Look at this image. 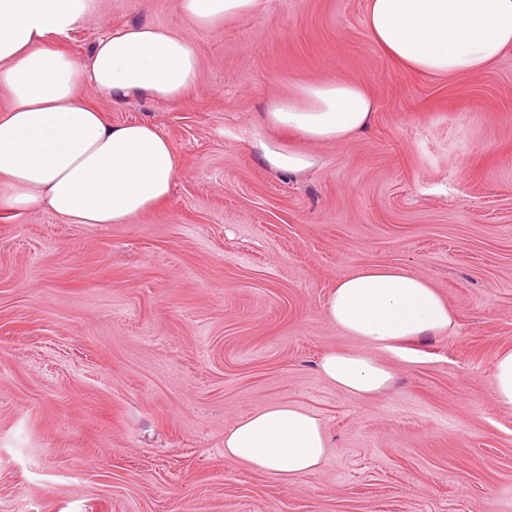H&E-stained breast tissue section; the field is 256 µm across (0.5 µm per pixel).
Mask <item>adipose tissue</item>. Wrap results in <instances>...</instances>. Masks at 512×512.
I'll use <instances>...</instances> for the list:
<instances>
[{
  "label": "adipose tissue",
  "mask_w": 512,
  "mask_h": 512,
  "mask_svg": "<svg viewBox=\"0 0 512 512\" xmlns=\"http://www.w3.org/2000/svg\"><path fill=\"white\" fill-rule=\"evenodd\" d=\"M260 0H182L199 28L253 13ZM96 8L95 0H0V210L46 208L69 224H126L166 202L181 174L171 141L146 122H110L81 96L84 87L120 105L177 101L198 82L199 57L183 36L149 22L101 37L84 56L52 45ZM370 37L400 68L454 77L492 67L512 49V0H367ZM375 109L367 82L299 85L273 98L262 135L248 144L272 171L300 175L317 163L311 143H340L366 129ZM325 313L362 349L329 350L319 371L336 389L371 396L390 389L392 372L374 350L449 331L452 311L424 277L399 265L366 263L338 277ZM322 421L289 403L265 406L224 434L226 458L293 480L328 453Z\"/></svg>",
  "instance_id": "adipose-tissue-1"
}]
</instances>
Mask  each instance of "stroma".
I'll use <instances>...</instances> for the list:
<instances>
[{
	"label": "stroma",
	"mask_w": 512,
	"mask_h": 512,
	"mask_svg": "<svg viewBox=\"0 0 512 512\" xmlns=\"http://www.w3.org/2000/svg\"><path fill=\"white\" fill-rule=\"evenodd\" d=\"M366 0H261L194 27L181 0H99L57 48L86 54L149 22L189 37L198 88L122 105L182 167L169 200L127 224L0 213V512H512V50L489 70L418 76L375 48ZM364 80L370 127L320 144L292 177L246 147L269 98ZM426 277L443 334L374 355L395 374L368 398L318 362L358 350L324 313L363 263ZM323 422L322 464L285 481L224 456L255 410ZM491 386L498 403L512 408V350H506L498 356Z\"/></svg>",
	"instance_id": "35a3bbf8"
}]
</instances>
